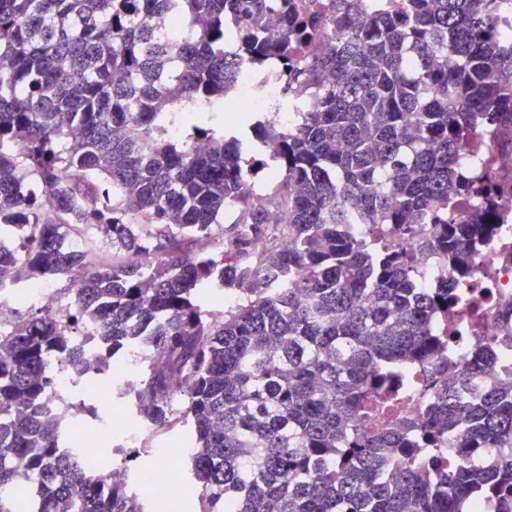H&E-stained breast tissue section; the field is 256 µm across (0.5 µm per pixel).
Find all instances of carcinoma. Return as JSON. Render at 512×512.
Instances as JSON below:
<instances>
[{"label":"carcinoma","instance_id":"1","mask_svg":"<svg viewBox=\"0 0 512 512\" xmlns=\"http://www.w3.org/2000/svg\"><path fill=\"white\" fill-rule=\"evenodd\" d=\"M331 2L0 0V233L20 236L0 248V289L66 277L73 291L60 316L12 315L0 341V512L15 497L145 512L127 480L95 481L52 418L48 358L90 379L133 349L161 362L112 396L160 431L175 414L187 426L201 512H475L485 497L512 512V371L448 370L435 319L460 294L419 282L434 255L471 274L469 242L495 231V171L459 169L471 135L512 124V0ZM244 61L278 65L272 107L305 91L318 111L225 121ZM268 160L281 190L253 194L245 172ZM452 196L473 202L471 223L448 216ZM232 204L222 247L194 252ZM73 224L112 263L67 247ZM422 224L429 236L390 246ZM218 292L238 297L222 321L204 309ZM417 388L418 416L366 429Z\"/></svg>","mask_w":512,"mask_h":512}]
</instances>
